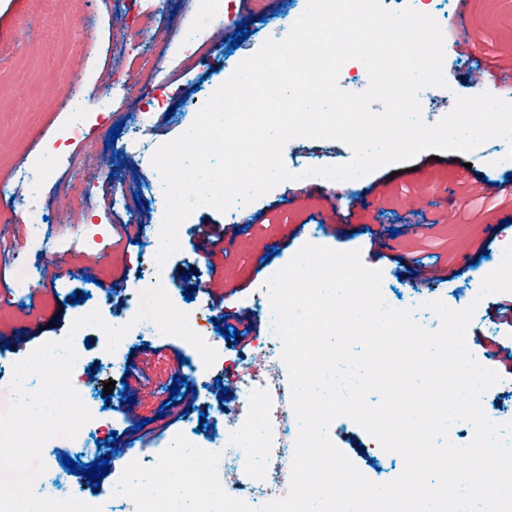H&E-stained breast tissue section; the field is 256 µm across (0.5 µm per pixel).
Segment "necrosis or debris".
<instances>
[{"mask_svg": "<svg viewBox=\"0 0 512 512\" xmlns=\"http://www.w3.org/2000/svg\"><path fill=\"white\" fill-rule=\"evenodd\" d=\"M281 351L279 338L266 336L263 356L269 369L251 373L245 382L249 410L261 419V435L247 440L239 429L228 426L209 446L220 455L217 471L224 490L253 507L284 497L290 487L295 440L283 431L295 414L272 371L281 361Z\"/></svg>", "mask_w": 512, "mask_h": 512, "instance_id": "1", "label": "necrosis or debris"}]
</instances>
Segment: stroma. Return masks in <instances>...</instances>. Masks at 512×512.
<instances>
[{
  "instance_id": "35a3bbf8",
  "label": "stroma",
  "mask_w": 512,
  "mask_h": 512,
  "mask_svg": "<svg viewBox=\"0 0 512 512\" xmlns=\"http://www.w3.org/2000/svg\"><path fill=\"white\" fill-rule=\"evenodd\" d=\"M307 0H261L258 12L243 11L232 0L224 17V30H216L207 0H54L46 9H36L31 0H0V369L27 357L41 344L60 338L78 309L73 297L89 294L101 303L105 319L133 313L131 294L142 287L140 259L154 247L152 225L161 223L165 198L157 184L151 156L161 144L186 132L195 114L225 81L228 61L242 62L269 40H283L288 22L304 10ZM425 13L448 26L464 17L472 39L467 52L448 51L444 60L447 88H429L421 101L422 118L437 123L448 114L459 96H472L480 86L493 94L501 88L493 79L478 82L474 71L478 60L492 64L512 63V0H429ZM147 25L152 37L142 39L138 51L150 56L155 72L147 80L114 83L115 73L125 71L124 52L135 26ZM245 25L249 37L232 47L230 36ZM196 29L203 33L209 50L204 62L187 65L175 48L154 40L155 35L175 36ZM152 84L164 107L154 109L149 126H141L135 100L145 84ZM85 90L105 88L113 93L110 112H65L60 108L63 92L75 86ZM119 128L111 136V128ZM508 148L495 138L472 152L447 150L440 156L425 151L412 160L389 164L350 182L300 177L308 168L342 165L353 153L343 142H304L293 139L283 148L282 158L294 178L285 181L257 200L238 205L227 213L202 206L193 211L190 225L252 223L249 234L239 237L228 258L219 260L217 279L208 276L209 257L195 248L190 233H182L180 248L166 262L172 296L179 310L189 317L205 315L200 331L203 339L218 338L214 318L222 310L250 308L260 336L268 326L259 295L271 271L285 267L307 243L338 251L357 250L363 264L382 273V295L393 308L410 309L416 321L434 331L438 316L427 309L428 301L439 299L454 309L475 305L466 331V344L482 366L494 363L475 343L476 337L493 336L512 346V327L496 324L491 314L501 294L480 296L481 283L500 264L505 248L512 244V172L499 167L496 159ZM38 155L46 156L52 169L42 188L40 205L48 217L38 236L49 238L54 250L78 267L80 275L39 260L29 239L27 211L30 187L22 170ZM502 186L493 201L477 204L472 190L482 183ZM93 185L97 209L91 217L71 215L70 197L86 185ZM332 190L342 209L329 214L321 195ZM434 228H422L423 219ZM107 230L108 252L82 245L87 223ZM133 225L131 244L118 241L112 227ZM395 229L382 255L371 252L373 228ZM488 241L479 259H461L469 242ZM419 251L441 256L449 266L460 269L453 282L422 286L411 273L399 270L398 256ZM129 270L126 286H117L122 270ZM192 271L199 281L211 282L213 292L233 288L226 304L213 301L210 294L185 300L179 280ZM86 366L98 371L95 383L85 384L90 405L103 420L86 429L88 443L98 444L112 471L92 483L69 475L72 491L92 498L102 512H131L126 498L115 495L112 483L124 463L123 450L137 437V424L155 434L153 447L138 452V460L154 465L175 435L192 429L200 447H207L212 434L224 426V415L234 412L240 398L232 393L215 398L211 384L215 376L243 370L261 361L259 349L251 345L235 348L224 340V354L211 367L194 368L196 349L176 337L137 336L122 348L125 361L144 368L161 387L160 394L131 403L124 392V375L112 369L99 347V333L86 329ZM163 347L162 355L144 354V346ZM179 348L187 363L176 369L172 348ZM183 373L198 395L196 408L181 415L179 403L171 402L170 388L176 373ZM114 382L111 393L105 383Z\"/></svg>"
}]
</instances>
